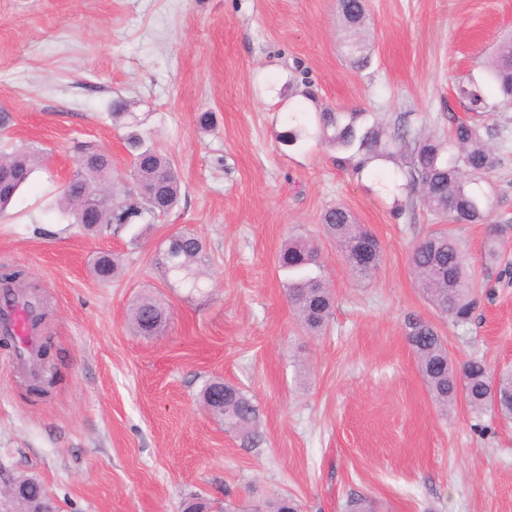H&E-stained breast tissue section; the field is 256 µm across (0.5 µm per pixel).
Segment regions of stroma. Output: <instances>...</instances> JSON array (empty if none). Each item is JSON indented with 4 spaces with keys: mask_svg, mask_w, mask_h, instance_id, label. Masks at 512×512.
I'll return each instance as SVG.
<instances>
[{
    "mask_svg": "<svg viewBox=\"0 0 512 512\" xmlns=\"http://www.w3.org/2000/svg\"><path fill=\"white\" fill-rule=\"evenodd\" d=\"M366 4L370 59L358 68L337 0H0V148L44 154L0 217V267L36 287L55 377L50 393L30 396L0 346V486L35 478L58 512H180L191 494L221 503L276 491L302 512H349L357 496L371 512H512V419L461 402L439 411L404 333L417 314L453 359L512 366V107L491 89L489 112L472 115L456 94L512 34V0ZM291 84L389 126L494 129L490 221L451 227L477 287L471 321L437 318L416 285L412 246L441 218L420 205L397 216L392 196L326 145L279 143V93ZM117 98L174 161L182 196L164 221L92 235L62 220L57 198L79 143L111 155L130 183L125 130L110 116ZM203 112L214 115L207 130ZM337 203L381 242L371 278L352 276L321 232ZM182 230L204 244L205 294L161 271L165 239ZM292 235L315 240L334 294L319 336L297 324L278 267ZM104 251L123 267L109 283L93 275ZM146 295L170 310L150 338L130 324ZM213 378L254 399L259 447L203 409Z\"/></svg>",
    "mask_w": 512,
    "mask_h": 512,
    "instance_id": "35a3bbf8",
    "label": "stroma"
}]
</instances>
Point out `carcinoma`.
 I'll return each mask as SVG.
<instances>
[{
    "mask_svg": "<svg viewBox=\"0 0 512 512\" xmlns=\"http://www.w3.org/2000/svg\"><path fill=\"white\" fill-rule=\"evenodd\" d=\"M338 9L347 28L356 30L365 25V0H338ZM346 48L354 64L364 65L366 47L361 41L352 40ZM488 85L496 86L502 100L512 98V42L500 48L482 79L470 77L457 84V95L466 103L467 111H487ZM112 120L127 129L125 141L136 193L121 192L107 153L87 144L77 145L76 169L61 190L59 208L69 223L89 233L109 230L117 234L133 224H151L169 215L180 196L174 162L139 131L138 115L125 111L121 99L112 103ZM311 140L336 148L342 154L338 162L350 167L358 177L365 173L377 177L384 164H396L403 183L392 181L389 188L393 195L405 190L440 218L456 224L488 223L492 201L482 183L486 182L492 161L481 129L474 123L460 120L448 137L439 138L416 133L404 121L393 128L376 118L370 122L364 112L323 106L316 108L312 120L301 105L288 108L280 143L300 148ZM42 162V153L31 147L0 150V215L5 214ZM321 227L324 237L336 245L355 276L368 278L379 267L382 248L370 239L367 226L358 223L347 207L338 204L325 209ZM318 257L317 245L302 238L288 239L278 257L279 267L291 274L286 288L288 303L299 325L310 335H319L326 329L334 303L330 288L312 275V268L319 266ZM204 260L201 240L181 231L169 238L161 265L179 283L199 291L198 265ZM412 266L418 287L438 317L456 325L471 320L477 307L476 286L466 272L458 243L448 230L436 229L418 240L412 247ZM93 273L102 282L111 281L120 273L119 259L109 253L100 254L94 261ZM167 320L164 303L151 296L141 298L131 313V326L141 336L157 334ZM405 338L439 407L453 406L461 397L475 414L495 408L512 419V369L493 376L479 358L455 362L437 326L416 314L405 319ZM221 389L224 402L213 406L212 416L223 420L225 429L236 433L243 447H259V409L243 391L215 379L205 384L201 399L206 400ZM19 482L27 489L25 508L44 507L40 482L29 477H22ZM248 512H301V507L294 496L276 493L252 505Z\"/></svg>",
    "mask_w": 512,
    "mask_h": 512,
    "instance_id": "1",
    "label": "carcinoma"
}]
</instances>
